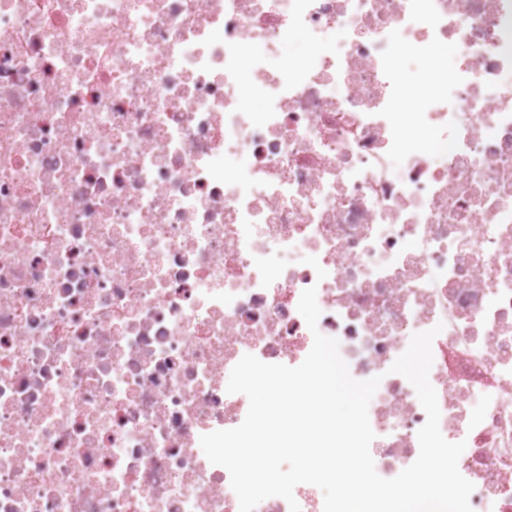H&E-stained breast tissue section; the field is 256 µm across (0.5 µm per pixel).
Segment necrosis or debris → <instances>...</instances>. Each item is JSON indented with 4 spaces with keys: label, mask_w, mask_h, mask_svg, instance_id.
<instances>
[{
    "label": "necrosis or debris",
    "mask_w": 512,
    "mask_h": 512,
    "mask_svg": "<svg viewBox=\"0 0 512 512\" xmlns=\"http://www.w3.org/2000/svg\"><path fill=\"white\" fill-rule=\"evenodd\" d=\"M310 287L380 379L377 473L419 455L390 367L432 329L473 512H512V0H0V512H239L200 438L244 355L305 359Z\"/></svg>",
    "instance_id": "1"
}]
</instances>
